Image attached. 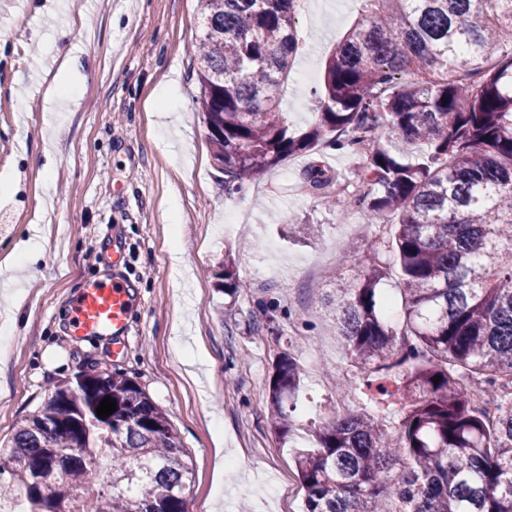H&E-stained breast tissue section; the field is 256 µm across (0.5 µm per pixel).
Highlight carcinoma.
Masks as SVG:
<instances>
[{
    "label": "carcinoma",
    "instance_id": "cac0c4a2",
    "mask_svg": "<svg viewBox=\"0 0 512 512\" xmlns=\"http://www.w3.org/2000/svg\"><path fill=\"white\" fill-rule=\"evenodd\" d=\"M194 45L205 139L224 193L286 158L372 132L346 201L389 234L369 252L397 257L403 319L388 317L370 262L320 293L368 398L393 430L328 409L314 448L296 458L306 512H512V0H360V17L327 57L315 120L288 122L277 90L303 51L301 0H198ZM329 170L308 171L323 190ZM440 377L433 383V377ZM304 373L274 367L269 425L283 444ZM393 379V389L374 382ZM500 402L488 416L467 384ZM105 397L116 412L101 419ZM29 512H186L191 469L166 412L123 374L89 370L51 395L0 445ZM55 472L35 482L43 464Z\"/></svg>",
    "mask_w": 512,
    "mask_h": 512
}]
</instances>
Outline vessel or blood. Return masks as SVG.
<instances>
[{
    "label": "vessel or blood",
    "mask_w": 512,
    "mask_h": 512,
    "mask_svg": "<svg viewBox=\"0 0 512 512\" xmlns=\"http://www.w3.org/2000/svg\"><path fill=\"white\" fill-rule=\"evenodd\" d=\"M131 308V286L116 273L83 286L71 304L69 327L78 337H111L119 350L128 333Z\"/></svg>",
    "instance_id": "1"
}]
</instances>
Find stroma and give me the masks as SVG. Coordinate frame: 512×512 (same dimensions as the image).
<instances>
[{"mask_svg": "<svg viewBox=\"0 0 512 512\" xmlns=\"http://www.w3.org/2000/svg\"><path fill=\"white\" fill-rule=\"evenodd\" d=\"M358 0H306L296 24L310 43L295 62L322 81L329 52L358 15ZM197 0H0V281L26 286L17 330L0 354V439L47 399L58 381L96 365L136 378L166 410L188 455L187 512H283L252 495L251 478L281 477L300 488L296 451L268 423L269 382L278 358L293 352L306 371L295 417L320 419L336 384L357 378L328 319L311 306L312 288L353 280L369 256L341 267L350 242L367 243L366 222L342 223L319 190H305L308 170L327 164L346 173L360 157L330 148L292 157L236 194L224 192L204 138L192 46L200 34ZM73 53L65 75L76 105L48 110L57 59ZM172 85L163 131L150 101ZM247 216L249 232L224 227ZM176 214L184 269L170 259L169 214ZM301 224L288 233L285 216ZM33 263H6L29 240ZM133 308L125 348L108 337L69 329L73 298L111 268ZM232 258L240 287L224 293L222 263ZM319 266L316 276L307 263ZM188 325L202 361L183 365L172 338ZM307 336L312 347H302Z\"/></svg>", "mask_w": 512, "mask_h": 512, "instance_id": "obj_1", "label": "stroma"}]
</instances>
